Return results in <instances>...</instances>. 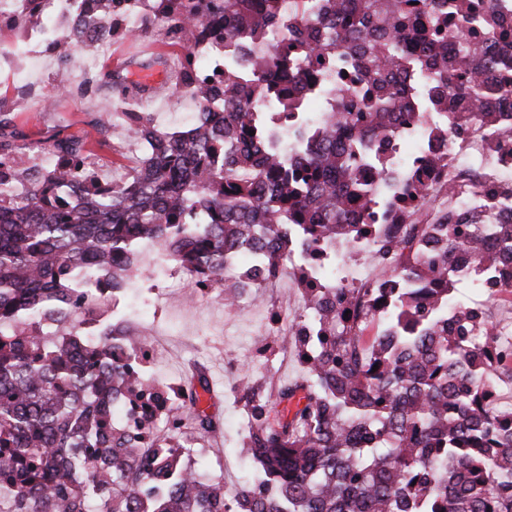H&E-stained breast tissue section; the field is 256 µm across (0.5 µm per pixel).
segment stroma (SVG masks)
I'll use <instances>...</instances> for the list:
<instances>
[{
  "label": "stroma",
  "instance_id": "obj_1",
  "mask_svg": "<svg viewBox=\"0 0 512 512\" xmlns=\"http://www.w3.org/2000/svg\"><path fill=\"white\" fill-rule=\"evenodd\" d=\"M176 53V48L162 43L132 38L112 42L109 55L101 59L102 64L127 80L150 83V92L142 94L141 99L149 104L164 129L179 128L184 113L195 109L192 100L171 94L177 74L168 61ZM159 56L163 64L155 62L150 69H141V61H155ZM88 58V52L77 53L69 67L62 68L45 53L34 64L25 58L12 68L0 65V97H5L13 112L20 140L46 141L58 133L78 135L87 129L99 110L98 100L66 98L54 112L44 111L42 102L57 94L61 86L77 85ZM142 152V145L128 137L122 119H113L110 144L98 151L109 161L108 167L101 169V177L111 179L116 169L132 170ZM149 282L165 294V303L142 312L136 327L158 346L156 371L160 376L181 382L200 367L216 380L214 410L224 419V435L202 439L196 461L207 472L238 484L253 473L252 463L242 451L246 412L242 404L225 401L223 391L243 379L266 391L277 380L301 376L302 367L292 357L279 361L270 373L258 370L259 365L275 357L274 345L263 339L265 312L296 301L298 291L284 279H277L253 297L251 309L237 313L214 300L201 299L174 270L154 271Z\"/></svg>",
  "mask_w": 512,
  "mask_h": 512
}]
</instances>
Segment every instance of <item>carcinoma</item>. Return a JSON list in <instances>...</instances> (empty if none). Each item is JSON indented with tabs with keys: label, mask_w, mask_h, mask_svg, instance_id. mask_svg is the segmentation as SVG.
Wrapping results in <instances>:
<instances>
[{
	"label": "carcinoma",
	"mask_w": 512,
	"mask_h": 512,
	"mask_svg": "<svg viewBox=\"0 0 512 512\" xmlns=\"http://www.w3.org/2000/svg\"><path fill=\"white\" fill-rule=\"evenodd\" d=\"M25 2L0 31L40 15L39 0ZM104 10L102 0H81L57 60L70 63L97 35L178 47L197 125L166 130L149 112L124 113L145 151L125 181L104 182L94 159L110 129L105 101L83 134L30 144L52 164L0 172L27 188L23 198L0 190V512H512V407L499 404L497 389L512 380V338L483 309L448 306L457 285L480 288L483 271L512 270V219L468 209L467 192L451 184L437 223L406 222L425 205L417 197L433 160L399 189L402 231L376 234L368 255L385 281L433 288L425 297L392 288L387 299L382 288H328L300 276L303 313L282 344L305 377L276 385L273 402L240 381L250 421L243 449L256 472L226 497L197 479L193 449L183 443L188 433H224V420L201 406L212 395L207 374L196 371L181 390L190 431L185 412L171 414L168 439L139 458V428L112 427V409L123 395H143L132 352L146 338L132 326L118 329L128 354L115 364L112 330L90 339L75 331L79 313L92 317L139 276L143 242L191 283L212 282L232 308L236 285L218 276L224 253L239 244L265 253L252 277L263 288L279 277L288 248L280 224L298 225L305 243L370 235L373 193L352 140L365 129L386 136L427 103L459 137L477 127L491 148L512 142V123L497 108L512 88L494 78L512 70V44L485 45L471 27L476 7L456 0L433 8L427 0H153L138 26L114 18L101 28ZM274 28L287 34L270 53L264 40ZM199 35L227 48L249 43L258 58L253 87L202 73L192 55ZM299 61L338 106L304 112L277 85ZM351 61L361 67V87L348 104L336 75ZM432 69L428 100L404 92L403 77L425 79ZM450 78L459 89L452 104ZM102 85L130 99L140 92L98 67L59 94L91 98ZM219 96L216 120L207 104ZM263 98L280 120L312 122L303 162L257 155L263 129L251 107ZM12 127L0 99V161L15 159Z\"/></svg>",
	"instance_id": "carcinoma-1"
}]
</instances>
